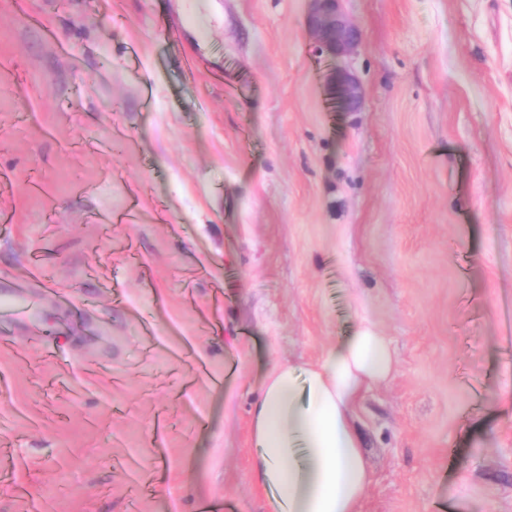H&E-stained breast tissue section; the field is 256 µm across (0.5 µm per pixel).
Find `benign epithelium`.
I'll list each match as a JSON object with an SVG mask.
<instances>
[{"label":"benign epithelium","instance_id":"7a95c632","mask_svg":"<svg viewBox=\"0 0 512 512\" xmlns=\"http://www.w3.org/2000/svg\"><path fill=\"white\" fill-rule=\"evenodd\" d=\"M341 0H309L310 8L306 25L313 38V53L327 59L344 58L356 48L360 33L358 28L340 11ZM342 109L356 112L362 102V90L354 75L346 68L330 74Z\"/></svg>","mask_w":512,"mask_h":512}]
</instances>
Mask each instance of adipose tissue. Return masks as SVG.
<instances>
[{
	"label": "adipose tissue",
	"instance_id": "ef3b65f1",
	"mask_svg": "<svg viewBox=\"0 0 512 512\" xmlns=\"http://www.w3.org/2000/svg\"><path fill=\"white\" fill-rule=\"evenodd\" d=\"M393 367L388 337L363 325L315 364L280 366L263 379L252 465L271 512H359L372 470L353 410Z\"/></svg>",
	"mask_w": 512,
	"mask_h": 512
}]
</instances>
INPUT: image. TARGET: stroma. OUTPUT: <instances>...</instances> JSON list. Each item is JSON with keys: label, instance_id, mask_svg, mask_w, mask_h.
<instances>
[{"label": "stroma", "instance_id": "obj_1", "mask_svg": "<svg viewBox=\"0 0 512 512\" xmlns=\"http://www.w3.org/2000/svg\"><path fill=\"white\" fill-rule=\"evenodd\" d=\"M0 0V512H271L263 375L367 323L361 512H512V0ZM306 25L313 38V53L327 59L344 58L356 48L358 28L340 11L341 0H308ZM330 84L344 111L356 112L359 110L362 102V90L358 81L348 69L339 68L331 72ZM36 302L30 297H21L12 293L10 288L2 285L0 289V333L1 326L13 324L15 326L29 319L34 313ZM3 335V332L1 333Z\"/></svg>", "mask_w": 512, "mask_h": 512}]
</instances>
